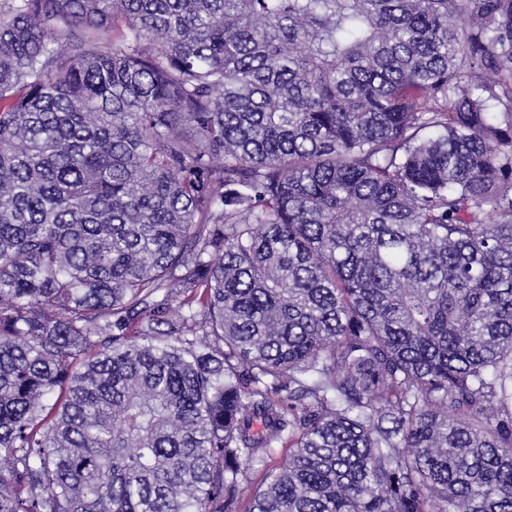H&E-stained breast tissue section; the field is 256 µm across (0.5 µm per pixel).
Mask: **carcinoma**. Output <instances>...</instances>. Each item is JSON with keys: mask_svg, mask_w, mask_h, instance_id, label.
Returning a JSON list of instances; mask_svg holds the SVG:
<instances>
[{"mask_svg": "<svg viewBox=\"0 0 512 512\" xmlns=\"http://www.w3.org/2000/svg\"><path fill=\"white\" fill-rule=\"evenodd\" d=\"M243 485L512 512V0H0V512Z\"/></svg>", "mask_w": 512, "mask_h": 512, "instance_id": "carcinoma-1", "label": "carcinoma"}]
</instances>
